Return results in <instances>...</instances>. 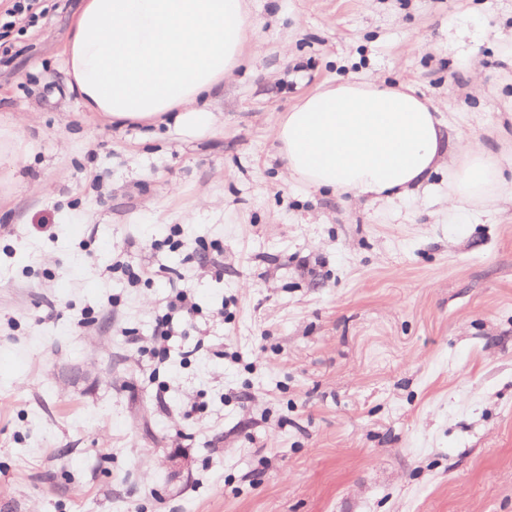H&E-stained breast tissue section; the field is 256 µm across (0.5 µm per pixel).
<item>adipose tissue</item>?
<instances>
[{"label":"adipose tissue","instance_id":"ef3b65f1","mask_svg":"<svg viewBox=\"0 0 512 512\" xmlns=\"http://www.w3.org/2000/svg\"><path fill=\"white\" fill-rule=\"evenodd\" d=\"M249 16L244 0H83L62 53L84 111L112 124L174 121L210 128L204 100L238 66ZM451 123L414 91L360 77L305 96L277 124L289 174L316 190L372 203L402 201L448 169V221L468 207L512 200V154L467 143L448 161Z\"/></svg>","mask_w":512,"mask_h":512}]
</instances>
